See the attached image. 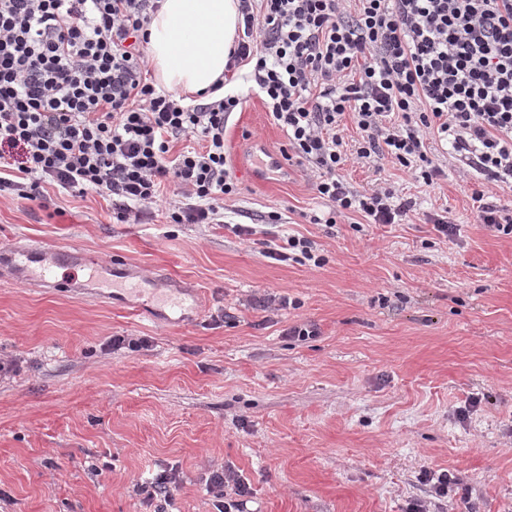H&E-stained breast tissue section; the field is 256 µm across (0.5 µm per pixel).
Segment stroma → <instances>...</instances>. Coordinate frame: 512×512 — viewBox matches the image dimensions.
Instances as JSON below:
<instances>
[{"mask_svg":"<svg viewBox=\"0 0 512 512\" xmlns=\"http://www.w3.org/2000/svg\"><path fill=\"white\" fill-rule=\"evenodd\" d=\"M248 74L224 80L242 104L224 128L237 190L223 223H120L108 197L50 186L42 204L0 197V250L89 259L55 288L0 276V360L14 366L0 378V512H153L140 485L163 473L173 512H217L206 480L220 464L250 487L244 512H512V237L481 224L461 169L428 187L389 161L340 174L399 187L414 203L401 223H309L326 206L299 161L252 164L288 139ZM272 210L275 234L310 240L324 265L232 232ZM443 212L453 237L431 221ZM114 260L194 290L191 320L137 311L93 274ZM267 294L288 303L261 311ZM303 324L315 335H288ZM428 471L448 474L447 492Z\"/></svg>","mask_w":512,"mask_h":512,"instance_id":"1","label":"stroma"}]
</instances>
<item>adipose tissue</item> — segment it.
<instances>
[{
  "label": "adipose tissue",
  "instance_id": "obj_1",
  "mask_svg": "<svg viewBox=\"0 0 512 512\" xmlns=\"http://www.w3.org/2000/svg\"><path fill=\"white\" fill-rule=\"evenodd\" d=\"M239 21L237 0H163L147 28L157 80L174 93L215 100Z\"/></svg>",
  "mask_w": 512,
  "mask_h": 512
}]
</instances>
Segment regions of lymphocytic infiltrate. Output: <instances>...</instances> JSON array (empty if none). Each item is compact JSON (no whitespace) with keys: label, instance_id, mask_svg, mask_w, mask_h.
Instances as JSON below:
<instances>
[{"label":"lymphocytic infiltrate","instance_id":"1","mask_svg":"<svg viewBox=\"0 0 512 512\" xmlns=\"http://www.w3.org/2000/svg\"><path fill=\"white\" fill-rule=\"evenodd\" d=\"M238 0L243 35L228 69L251 67L288 146L329 210L393 224L412 208L395 186L360 190L338 171L390 161L433 185L436 141L464 165L482 224L512 235L494 190L512 185V0ZM162 0H0V193L42 185L112 200L118 221L179 199L172 224H220L236 190L224 128L239 97L198 104L143 77L146 28ZM352 115L360 133L345 142ZM202 150L170 157V140Z\"/></svg>","mask_w":512,"mask_h":512}]
</instances>
